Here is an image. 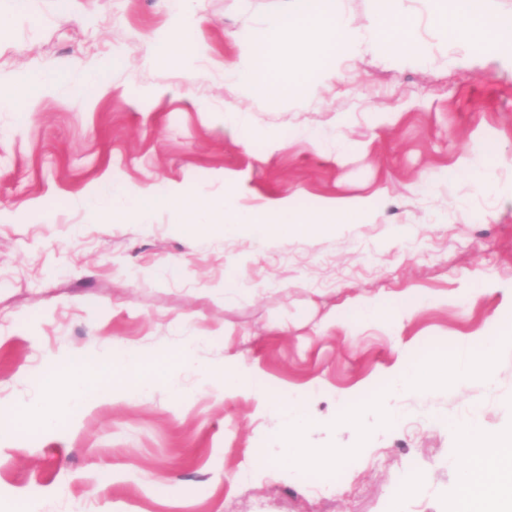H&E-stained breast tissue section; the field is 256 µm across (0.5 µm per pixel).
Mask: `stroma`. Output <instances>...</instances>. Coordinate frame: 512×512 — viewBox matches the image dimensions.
<instances>
[{
    "instance_id": "stroma-1",
    "label": "stroma",
    "mask_w": 512,
    "mask_h": 512,
    "mask_svg": "<svg viewBox=\"0 0 512 512\" xmlns=\"http://www.w3.org/2000/svg\"><path fill=\"white\" fill-rule=\"evenodd\" d=\"M288 6L193 0L207 77L190 83L179 62L145 61L171 25L164 0H0V90L37 71L56 80L28 108H0V429L44 398L49 357L92 347L163 354L192 334L215 375L244 362L263 390L228 398L184 371L179 394L158 386L20 440L0 450V512L21 498L33 512H453L465 456L445 419L477 407L486 431L512 430V338L500 333L512 324V60L451 44L429 0H403L425 60L361 50L315 106L244 94L224 79L239 40ZM89 73L101 88L85 97ZM228 109L243 126L225 123ZM462 158L471 175H453ZM484 170L493 189L474 179ZM115 185L207 199L230 188L245 211L364 199L372 215L288 239L188 233L164 210L92 218L88 196ZM405 297L404 321L342 324ZM486 344L493 383L378 396L403 360ZM285 392L310 422L302 447L351 449L334 480L268 468L283 419L264 400ZM346 399L362 402L360 426L339 421Z\"/></svg>"
}]
</instances>
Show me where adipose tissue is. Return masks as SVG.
I'll use <instances>...</instances> for the list:
<instances>
[{
  "label": "adipose tissue",
  "instance_id": "obj_1",
  "mask_svg": "<svg viewBox=\"0 0 512 512\" xmlns=\"http://www.w3.org/2000/svg\"><path fill=\"white\" fill-rule=\"evenodd\" d=\"M432 21L445 32L449 40L461 46H479L490 51L512 55V26L504 24L488 10H477L473 0H436ZM197 18L176 12L163 44L150 55L151 64L160 66L180 60L189 80L203 78L192 59L198 52L185 35L188 27L197 25ZM164 206L180 224L207 221L222 225L231 232L238 227L254 224L259 233L286 239L310 232L319 224H348L368 215L362 199L332 200L314 212H302L290 204L289 198L279 199L273 210L252 213L241 211L232 197L214 202L198 196L185 195L172 189ZM196 337H189L182 347L164 357L147 354L134 347L92 349L81 358L77 370L63 373L46 367L42 378L46 388L62 391L63 408L45 402L14 409L10 428L0 431V447L11 446L21 437L38 434L49 424L57 425L112 399H138L149 385L162 384L177 391L172 369H184L200 379H208L209 368L190 356ZM443 363L427 356L416 361H403L395 371L392 388H424L441 375ZM270 411L284 413L288 421L279 433L280 448L271 463L277 468L301 466L326 473L329 458L343 459L347 449L327 451L322 448L296 446L294 437L304 431L308 422L301 403L284 394L266 403ZM454 431L464 442L467 467L464 483L468 487L469 512H512V433L499 434L484 430L479 413L452 422Z\"/></svg>",
  "mask_w": 512,
  "mask_h": 512
}]
</instances>
